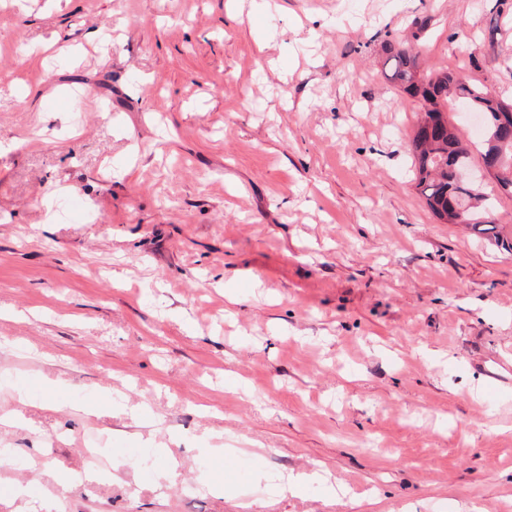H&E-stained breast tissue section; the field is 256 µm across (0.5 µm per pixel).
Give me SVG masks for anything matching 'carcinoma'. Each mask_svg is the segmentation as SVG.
Segmentation results:
<instances>
[{
	"mask_svg": "<svg viewBox=\"0 0 512 512\" xmlns=\"http://www.w3.org/2000/svg\"><path fill=\"white\" fill-rule=\"evenodd\" d=\"M391 62L390 80L418 102L420 117L409 143L415 180L427 207L448 224H469L481 233L493 223V211L476 181L454 182L449 169L473 166L472 153L448 122V97L468 102L470 109L484 111L488 120L483 139L476 146L480 160L499 164L494 180L503 195L512 197V132L498 124L499 113L512 110V101L499 99L484 86L462 81L454 71L433 68L425 73L419 57L397 41L384 46Z\"/></svg>",
	"mask_w": 512,
	"mask_h": 512,
	"instance_id": "carcinoma-1",
	"label": "carcinoma"
}]
</instances>
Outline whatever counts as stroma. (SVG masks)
<instances>
[{"label":"stroma","instance_id":"obj_1","mask_svg":"<svg viewBox=\"0 0 512 512\" xmlns=\"http://www.w3.org/2000/svg\"><path fill=\"white\" fill-rule=\"evenodd\" d=\"M399 40L512 96V0H0V512H512V198L425 207ZM323 480V477L320 473L316 471L311 472H302L297 475H291L287 478L285 482H283L280 487V493L283 495L300 494L307 486L319 483Z\"/></svg>","mask_w":512,"mask_h":512}]
</instances>
